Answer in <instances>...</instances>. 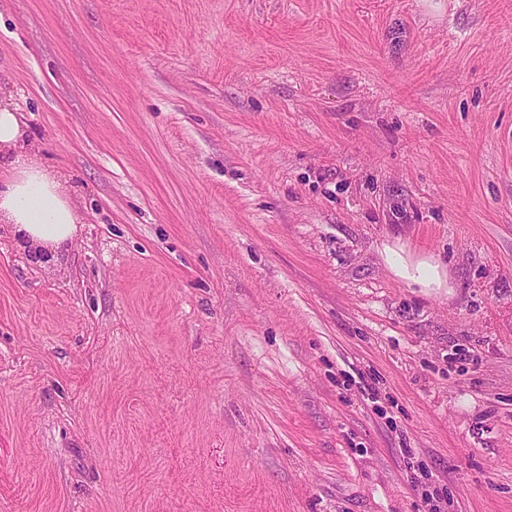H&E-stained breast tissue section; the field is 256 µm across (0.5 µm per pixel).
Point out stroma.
<instances>
[{"instance_id":"1","label":"stroma","mask_w":512,"mask_h":512,"mask_svg":"<svg viewBox=\"0 0 512 512\" xmlns=\"http://www.w3.org/2000/svg\"><path fill=\"white\" fill-rule=\"evenodd\" d=\"M0 107V512H512V0H0ZM16 112L0 108V220L36 251L55 255L78 235L82 217L69 198L67 180L28 153ZM380 255L392 276L410 288L439 292L451 286L448 267L433 254H413L397 240L383 243Z\"/></svg>"}]
</instances>
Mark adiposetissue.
<instances>
[{
	"mask_svg": "<svg viewBox=\"0 0 512 512\" xmlns=\"http://www.w3.org/2000/svg\"><path fill=\"white\" fill-rule=\"evenodd\" d=\"M0 221L36 250L56 253L77 236L82 217L69 198L66 179L36 162L27 151L16 112L0 108ZM380 255L398 281L438 292L448 288V269L431 254H415L401 242L383 243Z\"/></svg>",
	"mask_w": 512,
	"mask_h": 512,
	"instance_id": "adipose-tissue-1",
	"label": "adipose tissue"
}]
</instances>
